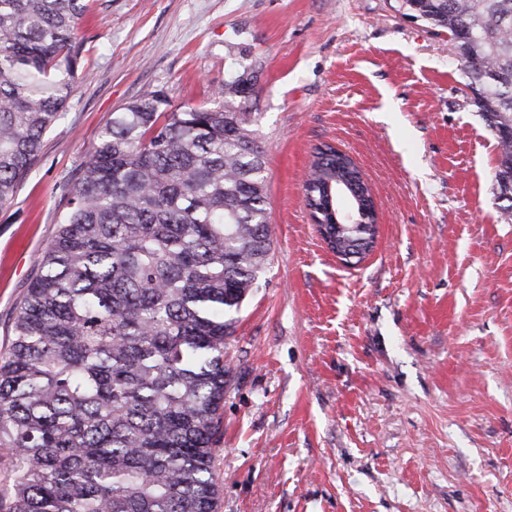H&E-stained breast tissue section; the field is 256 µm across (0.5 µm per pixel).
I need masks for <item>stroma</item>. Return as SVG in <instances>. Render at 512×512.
<instances>
[{"label":"stroma","mask_w":512,"mask_h":512,"mask_svg":"<svg viewBox=\"0 0 512 512\" xmlns=\"http://www.w3.org/2000/svg\"><path fill=\"white\" fill-rule=\"evenodd\" d=\"M62 118L0 207V348L111 113L221 105L265 150L272 251L225 348L219 512H512V212L447 33L399 0H89ZM351 156L379 233L330 251L315 147Z\"/></svg>","instance_id":"obj_1"}]
</instances>
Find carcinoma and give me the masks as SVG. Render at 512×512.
<instances>
[{
	"label": "carcinoma",
	"mask_w": 512,
	"mask_h": 512,
	"mask_svg": "<svg viewBox=\"0 0 512 512\" xmlns=\"http://www.w3.org/2000/svg\"><path fill=\"white\" fill-rule=\"evenodd\" d=\"M400 8L473 54L464 74L512 201V0ZM87 9L0 0V206L68 103ZM252 87L240 76L224 105L170 112L155 92L106 120L0 351V512H216L224 346L271 249L265 151L236 104ZM340 182L367 198L338 228L326 196ZM305 197L336 255L371 251L375 205L347 155L316 148Z\"/></svg>",
	"instance_id": "cac0c4a2"
}]
</instances>
